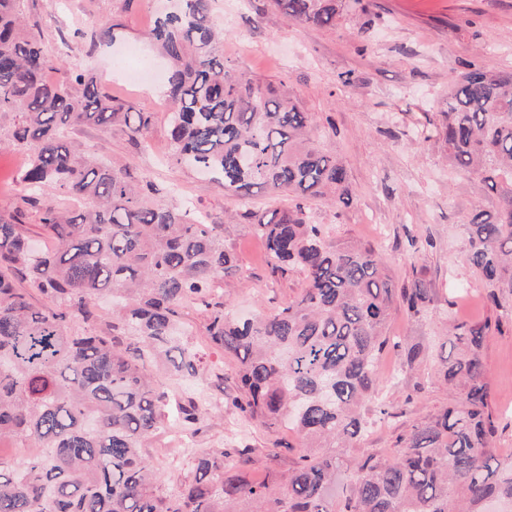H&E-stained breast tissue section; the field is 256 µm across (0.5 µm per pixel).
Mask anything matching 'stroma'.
<instances>
[{"instance_id":"stroma-1","label":"stroma","mask_w":512,"mask_h":512,"mask_svg":"<svg viewBox=\"0 0 512 512\" xmlns=\"http://www.w3.org/2000/svg\"><path fill=\"white\" fill-rule=\"evenodd\" d=\"M334 26L317 27L286 20L273 0H215L224 30V59L237 70L271 87L294 90L304 111L316 120L319 149L336 158L347 172L345 202L311 199L314 223L332 227L341 242L369 244L388 260L398 286L417 278L430 282L437 299L422 318L405 309L393 312L387 332L394 341L427 339L430 354L412 376L388 385V414L381 425L350 451L359 457L394 447L410 429L448 402L447 388L434 376L446 329L486 315L483 283L461 258L464 226L475 208L497 210L502 200L482 193L465 173L452 170L430 123L448 97V80L468 61L512 68V0H344ZM176 0H27L24 18L30 32L59 62L46 74L52 83L73 73L95 77L104 91L125 108L148 112L152 124L147 144L130 140L122 126L106 131L83 124L70 131L84 155L124 170L150 175L174 187L191 210L224 227V243L247 268L246 278L229 290L232 308L257 313L285 306L305 285L303 275L272 276L263 244L251 224L275 207L291 206L288 197L265 195L242 210L222 186L171 157L168 103L157 91L118 80L127 61L121 52L138 48L165 82L167 65L150 32L157 15ZM115 28L105 44L99 25ZM28 164L21 147L0 149V212L18 214L22 229L38 230L39 214L25 203L18 183ZM188 341L206 362V376L169 381L172 393L214 394L211 374L225 376V402L195 437L199 448H220L238 419L229 398L235 361L214 346L206 332V314L197 306L183 311ZM484 364L492 382V413L500 456L512 457V332L492 336L484 347ZM180 434L161 431L147 453L161 475L162 491L191 477L193 456L172 460L168 454ZM295 434L254 426L246 472L263 479L270 470L286 471L297 461Z\"/></svg>"}]
</instances>
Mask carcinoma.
Returning a JSON list of instances; mask_svg holds the SVG:
<instances>
[{
    "instance_id": "carcinoma-1",
    "label": "carcinoma",
    "mask_w": 512,
    "mask_h": 512,
    "mask_svg": "<svg viewBox=\"0 0 512 512\" xmlns=\"http://www.w3.org/2000/svg\"><path fill=\"white\" fill-rule=\"evenodd\" d=\"M24 2L0 0V119L12 118L0 143L31 150L20 182L52 247L40 249L18 215L0 213V445L41 449L20 462L0 458V512H486L490 501L512 503V458L495 454L483 361L487 338L512 329V69L463 64L435 127L449 165L502 198L493 216L474 210L462 250L491 313L448 333L436 370L448 405L390 453L354 460L338 498L345 451L373 424L370 406L384 403L392 311L421 317L434 289L423 279L395 287L378 250L340 243L305 219V199L344 201L345 169L317 147L313 115L290 91L224 62L213 0H180L152 29L172 63L175 161L243 207L259 193L295 201L251 230L271 273L299 271L306 287L282 309L234 316L216 294L243 275L224 225L191 218L174 189L148 176L81 157L68 127L119 124L143 141L151 118L124 110L81 72L70 85L46 82L55 59L24 30ZM274 4L317 26L339 15L337 0ZM46 187L81 205L58 206ZM188 304L204 307L207 336L238 361L231 405L241 421L270 432L291 425L303 454L287 471L252 483L239 466L246 449H202L193 476L161 491L148 441L173 422L194 433L213 412L192 396L171 406L153 370L160 359L171 377L200 376L195 347L178 337ZM426 350L406 342L399 371H413Z\"/></svg>"
}]
</instances>
